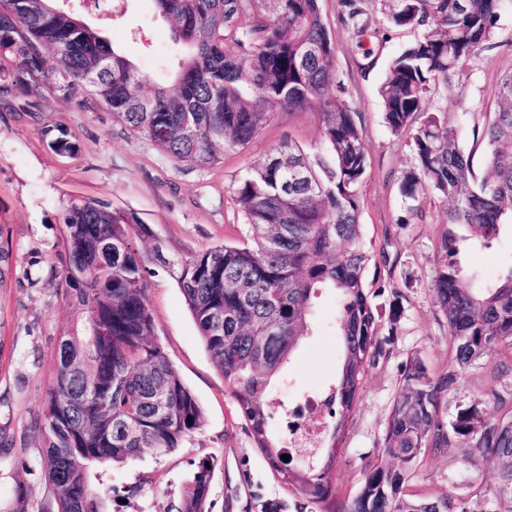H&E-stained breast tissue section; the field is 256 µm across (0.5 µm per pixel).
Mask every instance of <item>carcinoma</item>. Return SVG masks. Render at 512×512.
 <instances>
[{
    "mask_svg": "<svg viewBox=\"0 0 512 512\" xmlns=\"http://www.w3.org/2000/svg\"><path fill=\"white\" fill-rule=\"evenodd\" d=\"M58 0H0V102L33 110L48 95L79 105L89 92L140 139L177 163L205 169L247 147L277 110L314 112L325 152L283 143L232 185L249 232L237 245L190 253L177 285L224 377L255 447L280 484L320 512H512V415L472 404L443 416L448 394L477 360L512 348V265L490 285L475 283L459 259L458 230L492 246L512 228V72L497 86L496 109L472 135L485 167L446 112L426 110L428 94L490 45L512 0H386L387 23L422 30L391 61L379 87L387 128L407 135L414 166L401 181L414 205L420 191L449 202L437 240L441 260L429 291L453 339L451 367L432 372L417 355L403 366L386 419L381 455L355 495L339 500L332 475L366 368L380 351L379 312L366 272L376 263L360 224L368 149L357 113L333 73L334 45L320 0H154L183 47L178 71L146 95L148 77L96 29ZM358 37L379 31L358 0H342ZM55 76H48L47 53ZM131 212L93 200L64 212L60 295L75 311L73 332L57 345L55 371L33 433L42 441L39 475L51 493L43 512H109L118 496L93 484L106 464L151 452L164 456L203 424L201 408L154 340L147 298L150 265L167 267L161 246ZM335 292L342 357L327 407L336 418L317 453L299 466L281 459L285 440L270 430V385L313 330L319 290ZM479 456L493 462L487 495L407 497L421 454ZM214 457L194 463L176 512H211Z\"/></svg>",
    "mask_w": 512,
    "mask_h": 512,
    "instance_id": "cac0c4a2",
    "label": "carcinoma"
}]
</instances>
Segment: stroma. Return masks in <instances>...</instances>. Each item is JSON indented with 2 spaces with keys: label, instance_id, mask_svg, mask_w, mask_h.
<instances>
[{
  "label": "stroma",
  "instance_id": "1",
  "mask_svg": "<svg viewBox=\"0 0 512 512\" xmlns=\"http://www.w3.org/2000/svg\"><path fill=\"white\" fill-rule=\"evenodd\" d=\"M364 10L385 27L383 37L362 40L344 19L342 0H321L322 14L334 38V70L345 87L346 105L358 112L369 152L361 189V217L368 239L388 260L369 268L380 281L371 302L381 315L379 355L371 361L348 423L333 473L336 495L356 493L367 464L381 453L389 408L400 388L401 367L419 355L427 367L450 365L452 340L427 284L438 262L436 238L446 218L445 203L420 198L421 215H409L400 192L404 172L413 165L406 138L387 132L379 84L402 45L419 37L410 28L385 26L384 0H361ZM78 15L100 29L114 48L127 54L151 79L152 92L170 60L174 33L158 19L154 0H128L122 13L107 14L91 4L77 5ZM493 49L479 51L456 73L449 89L429 94L428 111L447 113L462 132L461 143L482 172L484 147L474 141L473 126L495 108L500 77L512 71V9L504 10L494 30ZM57 128L76 141L75 152L59 154L47 145L46 129ZM319 126L309 111H276L245 149L228 152L221 164L199 170L172 161L159 147L136 137L122 120L99 104L80 106L58 98L27 113L0 107V245L11 253V278L0 288V425L15 446L0 460V512H12L14 487L29 488L28 512H39L47 496L44 481L29 475L40 459L41 444L31 424L50 387L60 336L72 326L57 288L63 212L70 202L93 199L135 212L150 224L169 256L202 252L215 245L241 242L247 227L232 194L235 178L262 163L284 142L306 149L319 144ZM464 266L482 280L495 281L512 261V232L504 231L493 248L466 247ZM155 339L203 411V425L175 452L140 458L110 468L120 495L110 512H175L194 464L218 459L211 483L212 512H319L318 505L289 491L276 479L256 448L236 405L224 392V377L209 357L173 274L157 270L148 281ZM337 301L325 291L315 299V331L305 337L273 384L274 402H287L298 417H309L308 393L334 382L341 361L336 334ZM512 361L502 350L472 365L448 397V414L479 405L503 414L512 399V374L496 367ZM499 394L502 405L491 396ZM495 483L491 463L466 462L445 453L426 452L408 483L420 497L471 494Z\"/></svg>",
  "mask_w": 512,
  "mask_h": 512
}]
</instances>
